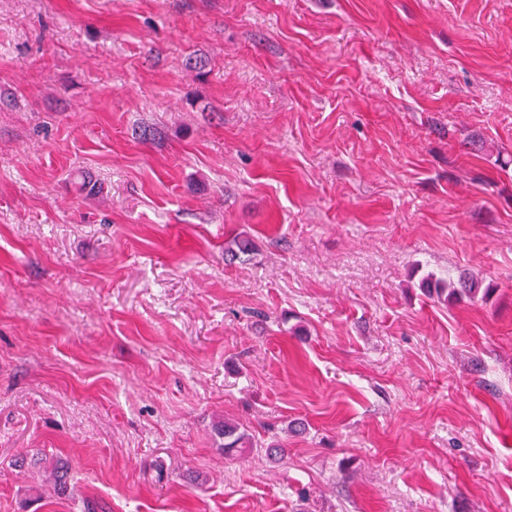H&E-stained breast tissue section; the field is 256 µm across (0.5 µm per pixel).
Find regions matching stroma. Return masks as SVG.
Instances as JSON below:
<instances>
[{"mask_svg":"<svg viewBox=\"0 0 512 512\" xmlns=\"http://www.w3.org/2000/svg\"><path fill=\"white\" fill-rule=\"evenodd\" d=\"M88 501L512 512V0H0V512ZM494 290L495 288L489 284L484 286V281L481 278L472 274H463L456 282L448 283L447 297L476 299L481 294L483 299L488 298ZM214 434L218 439L224 440V444H221L224 454L241 452L244 448L254 447L248 430L239 423L224 420V424L215 427Z\"/></svg>","mask_w":512,"mask_h":512,"instance_id":"1","label":"stroma"}]
</instances>
